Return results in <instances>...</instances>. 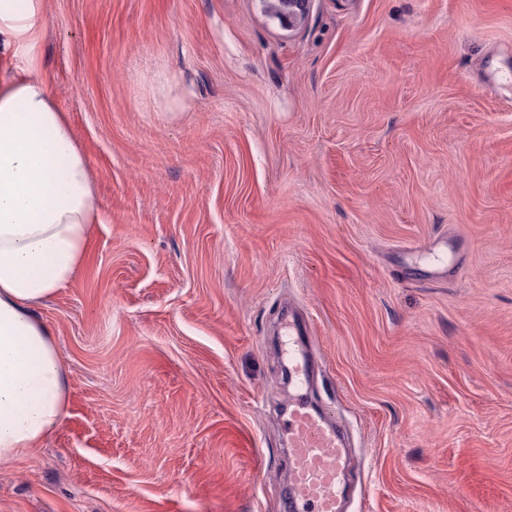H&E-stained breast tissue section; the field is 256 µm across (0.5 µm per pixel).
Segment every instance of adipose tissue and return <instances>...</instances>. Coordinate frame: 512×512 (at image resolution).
I'll use <instances>...</instances> for the list:
<instances>
[{"label": "adipose tissue", "mask_w": 512, "mask_h": 512, "mask_svg": "<svg viewBox=\"0 0 512 512\" xmlns=\"http://www.w3.org/2000/svg\"><path fill=\"white\" fill-rule=\"evenodd\" d=\"M44 10L0 0V461L41 447L65 412V370L35 309L71 282L102 221L43 73Z\"/></svg>", "instance_id": "adipose-tissue-1"}]
</instances>
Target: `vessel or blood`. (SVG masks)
Returning a JSON list of instances; mask_svg holds the SVG:
<instances>
[{
  "mask_svg": "<svg viewBox=\"0 0 512 512\" xmlns=\"http://www.w3.org/2000/svg\"><path fill=\"white\" fill-rule=\"evenodd\" d=\"M294 391L288 399L285 428L290 465L292 512H345L342 476L344 432L334 410L315 409L308 396L312 345L295 320L281 325Z\"/></svg>",
  "mask_w": 512,
  "mask_h": 512,
  "instance_id": "b4317fda",
  "label": "vessel or blood"
}]
</instances>
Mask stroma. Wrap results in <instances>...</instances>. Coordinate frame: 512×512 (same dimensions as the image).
<instances>
[{
	"instance_id": "stroma-1",
	"label": "stroma",
	"mask_w": 512,
	"mask_h": 512,
	"mask_svg": "<svg viewBox=\"0 0 512 512\" xmlns=\"http://www.w3.org/2000/svg\"><path fill=\"white\" fill-rule=\"evenodd\" d=\"M102 221L0 512H290L293 306L348 512H512V0H45ZM448 240L451 274L408 260ZM311 0H289L281 14L280 23L292 28L308 16Z\"/></svg>"
}]
</instances>
